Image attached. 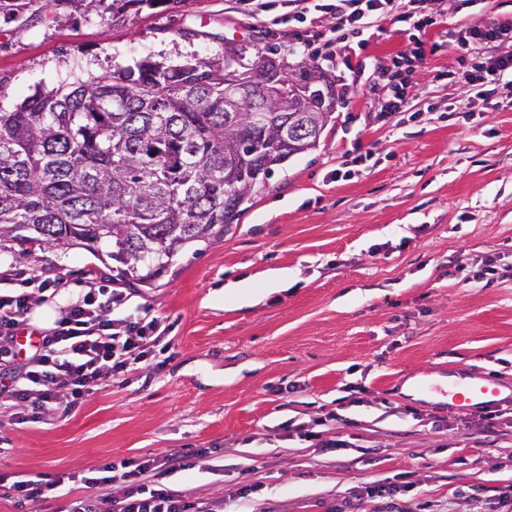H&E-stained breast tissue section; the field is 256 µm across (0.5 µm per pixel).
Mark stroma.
<instances>
[{
    "instance_id": "35a3bbf8",
    "label": "stroma",
    "mask_w": 512,
    "mask_h": 512,
    "mask_svg": "<svg viewBox=\"0 0 512 512\" xmlns=\"http://www.w3.org/2000/svg\"><path fill=\"white\" fill-rule=\"evenodd\" d=\"M318 2L159 0L121 26L49 11L0 22L4 112L39 85L228 47L319 64L346 88L319 146L281 164L223 238L188 245L153 286L130 287L126 312L158 316L167 350L39 422H19L0 396L5 485L206 448L162 484L200 499L257 485L239 512H495L512 485V93L476 95L455 79L471 55L428 41L406 68V111L386 113L369 66L413 42L389 16L350 64L309 54L307 32L335 24ZM435 7L459 37L479 20H512V0ZM0 270L11 275L0 291L30 294L37 308L61 309L91 280L113 285L81 248L24 253L10 242ZM453 374L507 388L494 427L486 406L403 391ZM331 415L346 447L300 437ZM388 484L401 493L362 500ZM5 485L0 512L65 503L21 504Z\"/></svg>"
}]
</instances>
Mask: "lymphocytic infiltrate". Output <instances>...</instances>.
Listing matches in <instances>:
<instances>
[{
    "instance_id": "obj_1",
    "label": "lymphocytic infiltrate",
    "mask_w": 512,
    "mask_h": 512,
    "mask_svg": "<svg viewBox=\"0 0 512 512\" xmlns=\"http://www.w3.org/2000/svg\"><path fill=\"white\" fill-rule=\"evenodd\" d=\"M395 0H326L321 10L336 23L324 47L343 50L346 40L365 32L394 13ZM479 62L462 75L478 95L512 89V22H478L464 39ZM374 88L386 112L404 111L405 79L401 58L375 61ZM128 296L122 289L88 285L63 310L54 327L42 330L39 344L23 363L15 361V342L29 328L30 297L0 296V395L18 408L22 421L36 420L57 407L77 408L92 387L108 385L140 363L164 351L158 317L118 316ZM169 467L168 460L145 458L107 463L99 477H83L87 492L70 499L61 512H224L223 497L192 500L186 494L153 487L152 477Z\"/></svg>"
}]
</instances>
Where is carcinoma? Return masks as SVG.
<instances>
[{
  "instance_id": "cac0c4a2",
  "label": "carcinoma",
  "mask_w": 512,
  "mask_h": 512,
  "mask_svg": "<svg viewBox=\"0 0 512 512\" xmlns=\"http://www.w3.org/2000/svg\"><path fill=\"white\" fill-rule=\"evenodd\" d=\"M175 0H0L5 23L34 3L66 18L96 13L125 22L139 7ZM284 59L257 52V75L275 83L259 122L224 109L237 86L224 59L165 67L149 59L119 71L38 88L0 112V243L67 250L115 263L116 279L149 284L183 247L224 236L229 203L251 200L281 165V123L292 151L318 146L312 110L328 124L336 83L303 67L300 93L279 77Z\"/></svg>"
}]
</instances>
